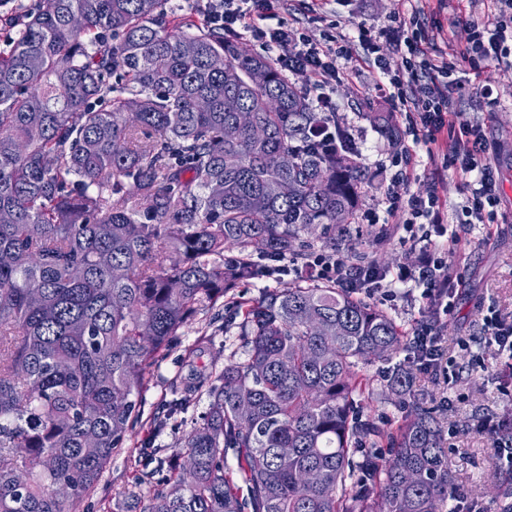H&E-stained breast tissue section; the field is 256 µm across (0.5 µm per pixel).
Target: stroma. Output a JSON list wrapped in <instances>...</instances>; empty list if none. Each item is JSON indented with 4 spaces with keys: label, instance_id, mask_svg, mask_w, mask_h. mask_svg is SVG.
I'll return each mask as SVG.
<instances>
[{
    "label": "stroma",
    "instance_id": "1",
    "mask_svg": "<svg viewBox=\"0 0 512 512\" xmlns=\"http://www.w3.org/2000/svg\"><path fill=\"white\" fill-rule=\"evenodd\" d=\"M419 14L437 49L456 55L458 76L469 80L470 69L464 57L469 21H483L498 11L496 0H480L471 7L468 0H326L322 10L305 9L302 0H288L280 16L316 41L329 35L343 40L346 52L337 60L345 78L331 89L336 112L358 146V162L370 178L348 226L349 233L336 239L341 254L364 256L384 269L399 264H414L416 255L404 243L405 230L398 216L388 218L387 234L378 238L364 223L365 211L384 212L386 183L383 168L393 155L412 146L404 136L405 120L387 101L375 96L373 86L379 72L364 60V45L359 28L377 36L383 56L393 57L394 47L380 33L394 12ZM496 97L488 102L481 95L469 94L456 99L454 107L464 118L479 122L493 146L490 162L503 185L498 207V229L485 243L474 231H466L453 246L458 273L469 289L456 300V309L442 326L448 339V376L432 380L414 375L412 396L426 399L441 421L444 446L448 452V471L460 493L461 502L478 500L502 512L505 501L497 489L512 487V472H498L493 467L494 449L479 433V425L512 414V367L497 360L492 348L479 335L487 306L512 316V69L489 64L481 76ZM391 118L399 130L397 140H389L381 131V117ZM415 172L421 183H435L441 198L457 205L464 197L463 181L450 172L436 171L424 149H417ZM288 277L250 280L236 283L223 299L201 312L148 367L138 396V417L127 433L123 448L116 451L95 487L80 503V512H123L127 502L146 501L149 494L162 487L170 469L183 462L187 434L205 415L210 399L207 390L197 392L184 409L170 412L173 389L189 376L188 349L205 347L199 362L223 368L228 356L244 359L242 337L224 332L228 323H240L242 315L236 302L259 297L264 289L288 284ZM382 310L400 326L408 328L418 321L431 319L418 292L396 289L393 298L383 302ZM403 355L387 361L364 365L360 375L374 395L367 412L380 435L393 432L404 420L405 399L389 391L392 375L403 365Z\"/></svg>",
    "mask_w": 512,
    "mask_h": 512
}]
</instances>
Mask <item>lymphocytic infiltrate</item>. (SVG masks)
<instances>
[{
    "mask_svg": "<svg viewBox=\"0 0 512 512\" xmlns=\"http://www.w3.org/2000/svg\"><path fill=\"white\" fill-rule=\"evenodd\" d=\"M281 2L204 0L203 19L225 33L261 39L286 72L306 78L316 111L334 112L336 103L329 88L341 79L336 47L313 42L279 19L277 9ZM499 3L497 17L469 25L466 55L473 73H480L487 62L512 68V0ZM384 35L399 55L397 67H390L367 32L359 34L381 73L376 93L403 114L413 141L424 144L429 157L441 158L444 168L467 177L468 193L461 213L456 221H449L435 186L412 191V174L396 171L388 184L387 211L403 215V227L418 247L416 263H403L388 272L352 262L337 251L317 250L309 253L302 269L311 277L335 283L352 293L371 290L385 299L392 297L395 287L417 288L429 308L446 314L452 311L463 286L448 258V247L457 243V228L462 224L479 227L483 235H490L491 226L497 221L501 185L487 162L490 144L481 126L464 120L453 106V95L464 93L466 85L455 78L452 63L434 60L419 16L395 13ZM411 336L419 350L415 357L417 367L440 374L445 352L435 324L419 323Z\"/></svg>",
    "mask_w": 512,
    "mask_h": 512,
    "instance_id": "obj_1",
    "label": "lymphocytic infiltrate"
}]
</instances>
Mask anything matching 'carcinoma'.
Returning a JSON list of instances; mask_svg holds the SVG:
<instances>
[{"label": "carcinoma", "mask_w": 512, "mask_h": 512, "mask_svg": "<svg viewBox=\"0 0 512 512\" xmlns=\"http://www.w3.org/2000/svg\"><path fill=\"white\" fill-rule=\"evenodd\" d=\"M20 13L0 46V512H78L155 355L301 234L333 247L366 177L341 133L333 153L310 144L322 115L276 60L170 25V0ZM241 112L264 135L225 137ZM243 335L245 361L180 389L181 405L210 383L193 465L140 512H455L426 403L413 399L389 458H353L379 436L356 412L355 368L409 348L387 312L298 279L245 305Z\"/></svg>", "instance_id": "obj_1"}]
</instances>
